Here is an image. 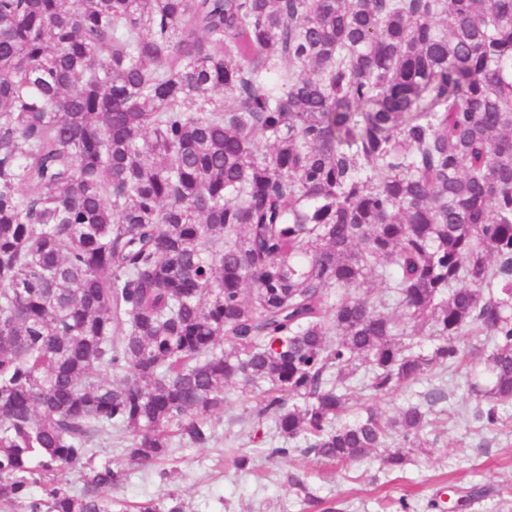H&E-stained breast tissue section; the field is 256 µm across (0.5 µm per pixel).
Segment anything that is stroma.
Segmentation results:
<instances>
[{
  "instance_id": "35a3bbf8",
  "label": "stroma",
  "mask_w": 512,
  "mask_h": 512,
  "mask_svg": "<svg viewBox=\"0 0 512 512\" xmlns=\"http://www.w3.org/2000/svg\"><path fill=\"white\" fill-rule=\"evenodd\" d=\"M455 383L440 415L425 430L426 448L414 452L403 470H384L380 460L346 468L330 467L313 457L293 455L268 460L264 450L276 444L271 428L262 441L247 436L242 421L254 409V399L233 394L216 424V437L207 446L175 449L164 467L130 464L119 449L98 447L97 462L121 468L126 479L112 497L124 512H137L146 500H166L175 494L193 512H308L302 496L288 482L303 473L312 492L334 512H384L388 499L409 495L414 512H428V500L440 491L489 487L486 497L471 500L464 512H512V424L482 429L469 418L473 406L464 373ZM242 448L250 456L246 470L227 466L224 452ZM174 471L164 480L160 470Z\"/></svg>"
}]
</instances>
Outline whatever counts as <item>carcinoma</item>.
<instances>
[{"label": "carcinoma", "instance_id": "1", "mask_svg": "<svg viewBox=\"0 0 512 512\" xmlns=\"http://www.w3.org/2000/svg\"><path fill=\"white\" fill-rule=\"evenodd\" d=\"M462 365L505 424L512 0H0V505L112 512L91 445L233 391L270 460L422 448L446 384L355 389ZM428 388L427 380L422 379L387 396L376 399L373 404L386 415H394L402 405L422 399Z\"/></svg>", "mask_w": 512, "mask_h": 512}]
</instances>
